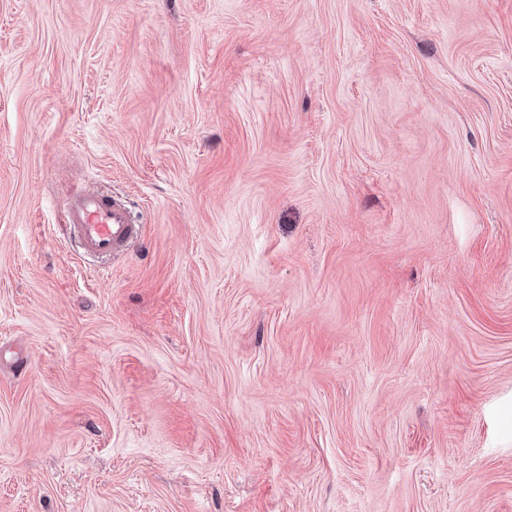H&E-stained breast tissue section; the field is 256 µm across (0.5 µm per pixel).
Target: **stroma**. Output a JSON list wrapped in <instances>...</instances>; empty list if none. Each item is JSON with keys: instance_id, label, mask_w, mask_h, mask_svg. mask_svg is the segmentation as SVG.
Listing matches in <instances>:
<instances>
[{"instance_id": "35a3bbf8", "label": "stroma", "mask_w": 512, "mask_h": 512, "mask_svg": "<svg viewBox=\"0 0 512 512\" xmlns=\"http://www.w3.org/2000/svg\"><path fill=\"white\" fill-rule=\"evenodd\" d=\"M10 341L0 512H512V0H0ZM63 221L80 251L101 262V270L121 255L141 233L127 201L98 190L74 192L63 208Z\"/></svg>"}]
</instances>
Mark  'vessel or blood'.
Masks as SVG:
<instances>
[{"instance_id": "vessel-or-blood-1", "label": "vessel or blood", "mask_w": 512, "mask_h": 512, "mask_svg": "<svg viewBox=\"0 0 512 512\" xmlns=\"http://www.w3.org/2000/svg\"><path fill=\"white\" fill-rule=\"evenodd\" d=\"M63 221L81 252L105 267L141 233L126 200L91 189L78 190L68 198Z\"/></svg>"}]
</instances>
